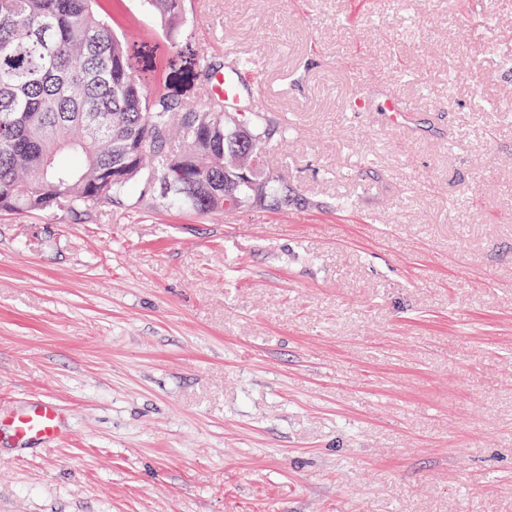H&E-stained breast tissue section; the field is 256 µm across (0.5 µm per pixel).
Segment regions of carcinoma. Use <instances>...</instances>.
Instances as JSON below:
<instances>
[{"mask_svg": "<svg viewBox=\"0 0 512 512\" xmlns=\"http://www.w3.org/2000/svg\"><path fill=\"white\" fill-rule=\"evenodd\" d=\"M100 2L0 0V212L88 211L156 190L201 214L287 201L262 167L241 177L284 126L260 105L174 98L170 57L140 73ZM146 3L161 29L182 22L184 0ZM240 138L251 152L228 155ZM173 168L184 176L165 188Z\"/></svg>", "mask_w": 512, "mask_h": 512, "instance_id": "obj_1", "label": "carcinoma"}]
</instances>
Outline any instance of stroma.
<instances>
[{"instance_id":"stroma-1","label":"stroma","mask_w":512,"mask_h":512,"mask_svg":"<svg viewBox=\"0 0 512 512\" xmlns=\"http://www.w3.org/2000/svg\"><path fill=\"white\" fill-rule=\"evenodd\" d=\"M150 31L202 104L234 48L289 126L282 207L132 195L0 214V512H512V0H185ZM397 95L393 125L348 111ZM382 96L383 94L356 96L348 103V109L351 112L366 115H370L372 112H378L377 115L386 117L387 120L401 132L408 131L411 127L410 111L406 108L396 109L389 98L384 105L380 106L379 102ZM16 448L51 450L68 437V414L53 398L29 395L21 400L6 421Z\"/></svg>"}]
</instances>
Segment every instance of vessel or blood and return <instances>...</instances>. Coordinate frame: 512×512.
<instances>
[{
    "mask_svg": "<svg viewBox=\"0 0 512 512\" xmlns=\"http://www.w3.org/2000/svg\"><path fill=\"white\" fill-rule=\"evenodd\" d=\"M216 97L227 106L240 104L244 97L243 85L232 75H225L211 88ZM349 111L361 114L378 113L400 131L411 127L410 113L405 108H395L393 102H381L376 95H359L348 104ZM9 435L15 447L40 449L58 447L68 436V414L53 398L30 395L21 400L7 419Z\"/></svg>",
    "mask_w": 512,
    "mask_h": 512,
    "instance_id": "vessel-or-blood-1",
    "label": "vessel or blood"
}]
</instances>
